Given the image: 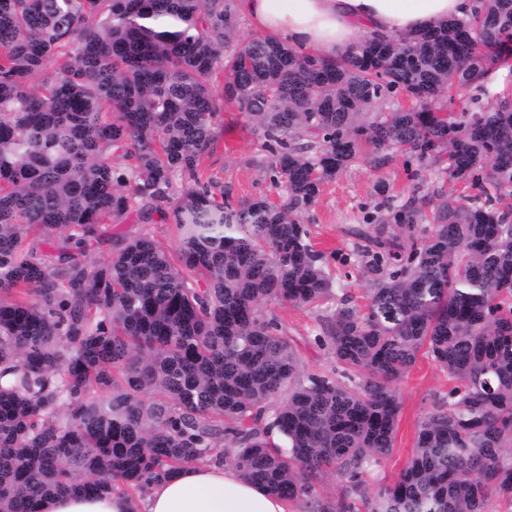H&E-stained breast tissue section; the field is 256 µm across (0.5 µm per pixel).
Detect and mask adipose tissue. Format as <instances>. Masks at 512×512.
<instances>
[{"label":"adipose tissue","mask_w":512,"mask_h":512,"mask_svg":"<svg viewBox=\"0 0 512 512\" xmlns=\"http://www.w3.org/2000/svg\"><path fill=\"white\" fill-rule=\"evenodd\" d=\"M475 0H237L258 31L330 60L363 37L412 34L469 13ZM44 512H288L284 498L243 481L234 467L194 464L152 483L137 500L119 493L59 495Z\"/></svg>","instance_id":"obj_1"}]
</instances>
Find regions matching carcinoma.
<instances>
[{
  "label": "carcinoma",
  "instance_id": "carcinoma-1",
  "mask_svg": "<svg viewBox=\"0 0 512 512\" xmlns=\"http://www.w3.org/2000/svg\"><path fill=\"white\" fill-rule=\"evenodd\" d=\"M478 2L326 62L240 38L235 0H0V512L133 499L226 459L307 512H354L315 481L365 497L394 447V384L422 351L453 385L370 512L512 505V100L486 104L485 82L512 59V0ZM403 92L416 107L372 111ZM222 101L261 130L278 201L233 205L203 177ZM441 153L476 194L377 207L367 221L409 243L375 237L365 309L335 299L300 216L361 159ZM134 202L175 226L176 256L106 231ZM265 301L326 307L336 375L303 370ZM345 484L340 483L334 477H328L316 486L314 495L325 502L336 503L341 498H346L352 502L355 512H367V505L363 504L359 497L347 493Z\"/></svg>",
  "mask_w": 512,
  "mask_h": 512
}]
</instances>
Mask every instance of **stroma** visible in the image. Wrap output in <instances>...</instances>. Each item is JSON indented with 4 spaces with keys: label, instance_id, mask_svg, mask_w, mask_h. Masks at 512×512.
I'll list each match as a JSON object with an SVG mask.
<instances>
[{
    "label": "stroma",
    "instance_id": "stroma-1",
    "mask_svg": "<svg viewBox=\"0 0 512 512\" xmlns=\"http://www.w3.org/2000/svg\"><path fill=\"white\" fill-rule=\"evenodd\" d=\"M216 124L215 142L202 162L206 173L229 191L233 200L274 197L276 191L269 181L261 149L263 139L249 118L226 106L219 112ZM443 183L433 166L420 168L411 179L401 163L376 169L362 160L324 186L302 221L318 248L328 251V266L336 286L349 292L353 305L366 304L369 287L368 276L355 251L368 245L377 234L376 225L364 222V213L373 211L382 197H390L400 205L422 198ZM260 310L265 316L276 317L299 351L306 370L329 373L335 369L333 356L317 342L322 334L320 309L266 302ZM448 387L447 374L426 354H419L412 370L397 383L400 411L394 447L369 477L365 497H374L405 467L415 447L421 420L437 406Z\"/></svg>",
    "mask_w": 512,
    "mask_h": 512
}]
</instances>
